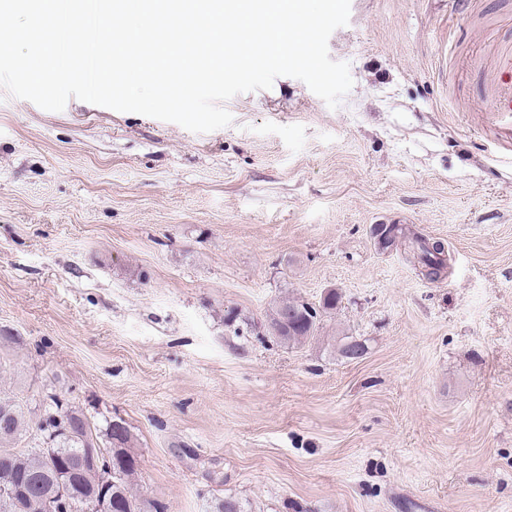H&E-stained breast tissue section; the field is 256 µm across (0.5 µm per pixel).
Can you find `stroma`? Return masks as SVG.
I'll use <instances>...</instances> for the list:
<instances>
[{"label":"stroma","instance_id":"35a3bbf8","mask_svg":"<svg viewBox=\"0 0 512 512\" xmlns=\"http://www.w3.org/2000/svg\"><path fill=\"white\" fill-rule=\"evenodd\" d=\"M498 12L351 0L337 109L282 76L207 133L0 89V388L124 422L166 512H512V154L460 71ZM331 288L319 339L266 338ZM409 247L414 251L418 263L427 268L426 275L438 278L445 266L444 245L439 241L430 242L422 236H413L409 240Z\"/></svg>","mask_w":512,"mask_h":512}]
</instances>
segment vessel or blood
Listing matches in <instances>:
<instances>
[{
  "label": "vessel or blood",
  "instance_id": "obj_1",
  "mask_svg": "<svg viewBox=\"0 0 512 512\" xmlns=\"http://www.w3.org/2000/svg\"><path fill=\"white\" fill-rule=\"evenodd\" d=\"M467 67L479 78L481 98L491 104L488 125L494 141L512 153V14L498 20L484 50Z\"/></svg>",
  "mask_w": 512,
  "mask_h": 512
}]
</instances>
